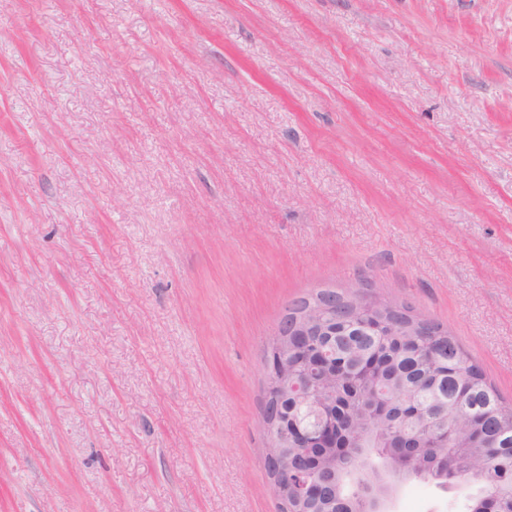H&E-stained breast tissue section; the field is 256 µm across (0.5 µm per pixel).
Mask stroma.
<instances>
[{
  "label": "stroma",
  "instance_id": "1",
  "mask_svg": "<svg viewBox=\"0 0 512 512\" xmlns=\"http://www.w3.org/2000/svg\"><path fill=\"white\" fill-rule=\"evenodd\" d=\"M363 278L512 401V0H0V512H278L265 342Z\"/></svg>",
  "mask_w": 512,
  "mask_h": 512
}]
</instances>
